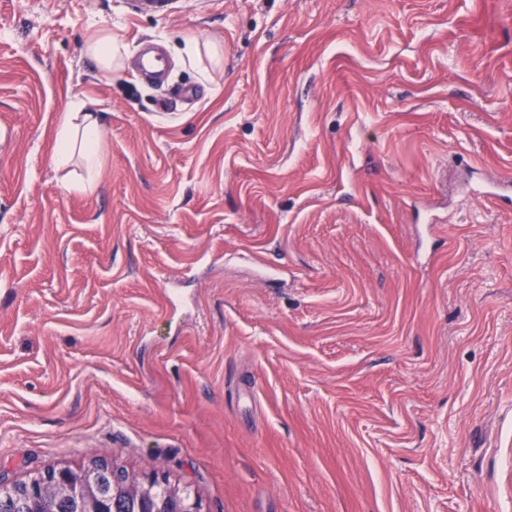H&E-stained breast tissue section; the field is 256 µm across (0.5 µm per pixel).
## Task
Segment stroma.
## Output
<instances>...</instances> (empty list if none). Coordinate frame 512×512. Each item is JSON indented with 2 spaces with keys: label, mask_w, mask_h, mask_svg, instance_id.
<instances>
[{
  "label": "stroma",
  "mask_w": 512,
  "mask_h": 512,
  "mask_svg": "<svg viewBox=\"0 0 512 512\" xmlns=\"http://www.w3.org/2000/svg\"><path fill=\"white\" fill-rule=\"evenodd\" d=\"M172 2L0 0V480L512 512V0ZM123 49L124 45L122 43L108 35L96 36L87 44L88 52L107 71L121 67ZM82 103H73L70 112H65L55 150L58 168L66 167L72 156V135L81 136V152L89 167L96 166L102 153L101 127L93 112H82ZM108 464H112V462H108ZM108 464L106 461H103L101 464H94L95 470H102L99 472V480L97 483V496L94 498L95 503L94 507L98 509L99 512H134L133 508L129 509L125 505L124 500H120L118 498L116 509L113 510L112 507V490L114 486H121L125 484L130 477L123 469H118V471H112L108 469ZM152 479H148L146 481H129L124 486V492L128 497H139L140 494L150 488V486L154 482H159L154 476H148ZM74 471L68 468H60L49 474H44L43 479L40 481L43 486H48L52 491L59 494L72 493L74 488L75 492L82 494H89L94 491V473L83 474V478L80 483H77L74 487L72 478Z\"/></svg>",
  "instance_id": "35a3bbf8"
}]
</instances>
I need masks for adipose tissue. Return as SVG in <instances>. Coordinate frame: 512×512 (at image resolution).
Instances as JSON below:
<instances>
[{
    "label": "adipose tissue",
    "instance_id": "1",
    "mask_svg": "<svg viewBox=\"0 0 512 512\" xmlns=\"http://www.w3.org/2000/svg\"><path fill=\"white\" fill-rule=\"evenodd\" d=\"M80 136V148L88 166H96L102 153L101 129L98 118L85 111L83 104L73 103L69 112L65 113L62 121L55 150L57 167H66L72 156L73 136Z\"/></svg>",
    "mask_w": 512,
    "mask_h": 512
}]
</instances>
